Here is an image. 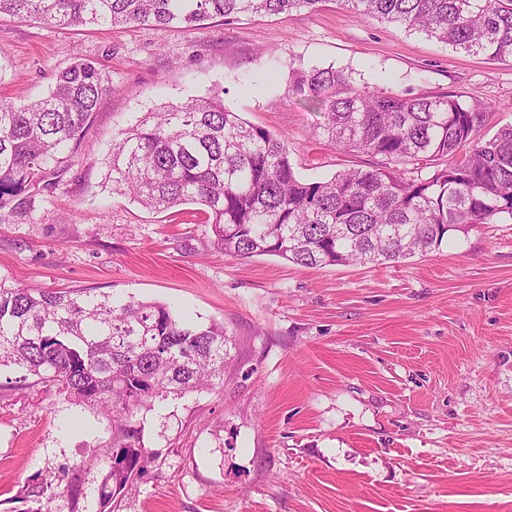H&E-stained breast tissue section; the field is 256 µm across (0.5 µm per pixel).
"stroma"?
I'll list each match as a JSON object with an SVG mask.
<instances>
[{"instance_id":"1","label":"stroma","mask_w":512,"mask_h":512,"mask_svg":"<svg viewBox=\"0 0 512 512\" xmlns=\"http://www.w3.org/2000/svg\"><path fill=\"white\" fill-rule=\"evenodd\" d=\"M79 58L114 91L60 186L36 192L26 220L0 217V280L166 303L228 338L222 385L147 413L154 460L115 512H512L511 221L423 258L309 269L224 256L209 225L151 212L105 179L115 133L216 90L287 136L303 178L365 164L316 139L314 110L289 96L293 70L313 66L360 88L477 98L490 136L512 125V58L470 55L335 0L165 32L0 16V98L44 95ZM107 437L97 414L0 369V512H23L29 479H53Z\"/></svg>"}]
</instances>
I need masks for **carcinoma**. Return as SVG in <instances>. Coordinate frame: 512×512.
Segmentation results:
<instances>
[{
	"label": "carcinoma",
	"instance_id": "cac0c4a2",
	"mask_svg": "<svg viewBox=\"0 0 512 512\" xmlns=\"http://www.w3.org/2000/svg\"><path fill=\"white\" fill-rule=\"evenodd\" d=\"M324 0H0V15L50 27L165 32L209 19L317 10ZM356 14L420 32L468 54L512 58V0H337ZM288 92L320 114L315 137L375 162L323 181L303 179L287 139L243 121L220 94L145 113L112 141L113 191L147 210L210 225L214 246L295 265L398 263L440 249L478 224L512 220V126L481 133L487 106L451 92L407 97L359 89L342 70L312 66ZM112 83L96 62L59 71L49 92L0 101V211L26 213L29 194L63 181ZM433 169L405 178L399 166ZM224 325L181 317L156 301L8 286L0 280V368L38 377L107 420V470L94 454L56 483L22 490L26 512H114L117 492L143 477L152 453L142 414L224 382ZM96 484L85 491L86 480Z\"/></svg>",
	"mask_w": 512,
	"mask_h": 512
}]
</instances>
